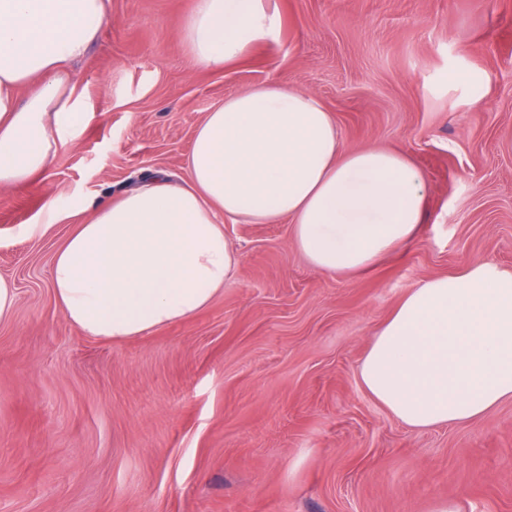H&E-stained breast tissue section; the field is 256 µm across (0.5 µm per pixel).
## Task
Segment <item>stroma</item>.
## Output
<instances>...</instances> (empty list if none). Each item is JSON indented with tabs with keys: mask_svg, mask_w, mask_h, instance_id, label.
Returning <instances> with one entry per match:
<instances>
[{
	"mask_svg": "<svg viewBox=\"0 0 512 512\" xmlns=\"http://www.w3.org/2000/svg\"><path fill=\"white\" fill-rule=\"evenodd\" d=\"M278 43L196 66L193 0H111L74 67L93 110L47 174L0 189V512H512V401L471 423L406 427L361 387L375 327L424 281L482 259L512 272V0H277ZM284 80L347 146L424 172L427 218L356 276L294 248L288 222L228 224L235 278L188 321L84 334L50 265L70 232L43 207H90L162 169L187 176L206 112ZM19 301L17 288L12 281L0 277V322L9 321Z\"/></svg>",
	"mask_w": 512,
	"mask_h": 512,
	"instance_id": "35a3bbf8",
	"label": "stroma"
}]
</instances>
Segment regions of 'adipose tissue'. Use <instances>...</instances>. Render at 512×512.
Instances as JSON below:
<instances>
[{
  "mask_svg": "<svg viewBox=\"0 0 512 512\" xmlns=\"http://www.w3.org/2000/svg\"><path fill=\"white\" fill-rule=\"evenodd\" d=\"M110 0H0V189L44 176L89 107L71 64ZM277 0H193L181 38L221 68L278 42ZM185 183L156 171L93 209L57 249L55 299L85 334L124 340L190 319L239 266L225 224L289 220L324 273L356 275L414 240L427 184L407 156L344 145L312 93L276 80L228 96L198 125ZM362 388L413 429L472 422L512 401V272L476 260L407 292L378 324Z\"/></svg>",
  "mask_w": 512,
  "mask_h": 512,
  "instance_id": "ef3b65f1",
  "label": "adipose tissue"
}]
</instances>
